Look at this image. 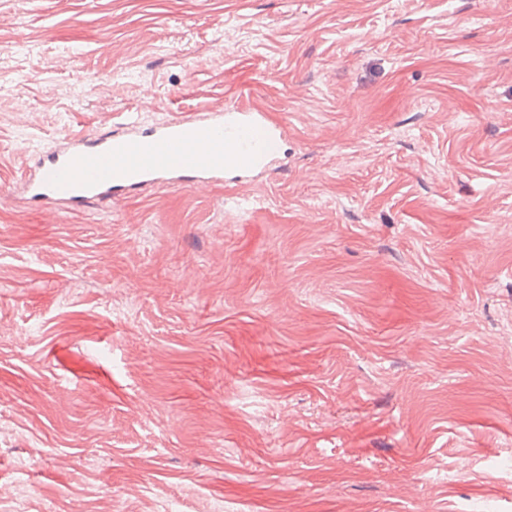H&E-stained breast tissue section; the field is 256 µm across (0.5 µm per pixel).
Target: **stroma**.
<instances>
[{"label":"stroma","instance_id":"stroma-1","mask_svg":"<svg viewBox=\"0 0 512 512\" xmlns=\"http://www.w3.org/2000/svg\"><path fill=\"white\" fill-rule=\"evenodd\" d=\"M226 106L266 170L78 210L65 137ZM0 512H512V0H0Z\"/></svg>","mask_w":512,"mask_h":512}]
</instances>
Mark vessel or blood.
Listing matches in <instances>:
<instances>
[{"mask_svg":"<svg viewBox=\"0 0 512 512\" xmlns=\"http://www.w3.org/2000/svg\"><path fill=\"white\" fill-rule=\"evenodd\" d=\"M283 136L266 112L250 107L213 109L202 121L149 128L129 119L111 132L70 137L42 150L17 186L30 204L75 210L147 184H206L228 171L265 169Z\"/></svg>","mask_w":512,"mask_h":512,"instance_id":"obj_1","label":"vessel or blood"}]
</instances>
